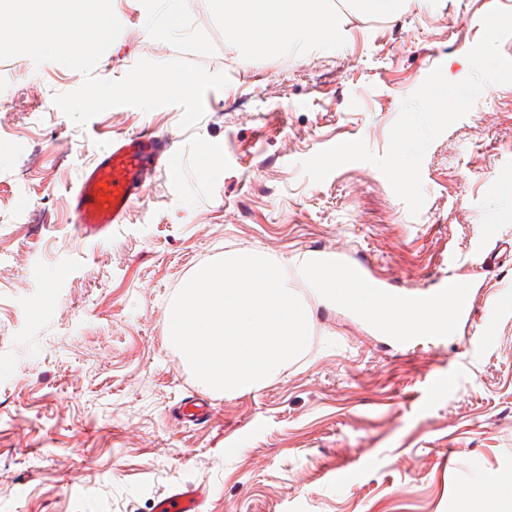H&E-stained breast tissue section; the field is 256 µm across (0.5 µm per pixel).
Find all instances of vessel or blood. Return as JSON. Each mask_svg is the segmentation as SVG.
Listing matches in <instances>:
<instances>
[{
  "instance_id": "vessel-or-blood-1",
  "label": "vessel or blood",
  "mask_w": 512,
  "mask_h": 512,
  "mask_svg": "<svg viewBox=\"0 0 512 512\" xmlns=\"http://www.w3.org/2000/svg\"><path fill=\"white\" fill-rule=\"evenodd\" d=\"M170 147L166 136L151 132L114 137L108 147L82 169L76 184L69 190L73 222L80 233L100 243L112 225L123 223ZM343 272L354 287L360 288V303L367 307L380 301L391 308L411 304L435 315L449 305L459 316L471 311V291L452 274L440 278L428 294L406 295L375 276L368 266L347 265ZM206 498L205 487L180 484L157 498L153 510L204 512Z\"/></svg>"
}]
</instances>
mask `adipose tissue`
<instances>
[{
  "mask_svg": "<svg viewBox=\"0 0 512 512\" xmlns=\"http://www.w3.org/2000/svg\"><path fill=\"white\" fill-rule=\"evenodd\" d=\"M219 4L225 32L243 37L254 53L270 52L280 44L306 43L317 33L329 42L345 24L329 0H219ZM371 316L398 336L426 335L434 327L426 313L408 307L391 312L378 305Z\"/></svg>",
  "mask_w": 512,
  "mask_h": 512,
  "instance_id": "adipose-tissue-1",
  "label": "adipose tissue"
}]
</instances>
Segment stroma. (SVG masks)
<instances>
[{
	"instance_id": "1",
	"label": "stroma",
	"mask_w": 512,
	"mask_h": 512,
	"mask_svg": "<svg viewBox=\"0 0 512 512\" xmlns=\"http://www.w3.org/2000/svg\"><path fill=\"white\" fill-rule=\"evenodd\" d=\"M180 31L112 0L123 26L95 77L142 59L225 73L204 114L116 106L80 125L54 103L80 72L0 59V512H152L172 486H208L206 512H463L469 486L512 471V84L487 85L429 146L411 215L374 165L321 182L302 163L361 139L385 153L403 100L433 69L457 82L483 17L512 0H412L400 17L348 15L331 46L250 54L215 0H185ZM172 146L104 244L70 222L68 189L111 139ZM314 251L368 264L404 292L454 273L473 309L437 344L404 343L291 275L309 309L302 355L260 389L197 380L167 316L204 264ZM451 377L443 387L434 376ZM199 396L211 420L181 424Z\"/></svg>"
}]
</instances>
